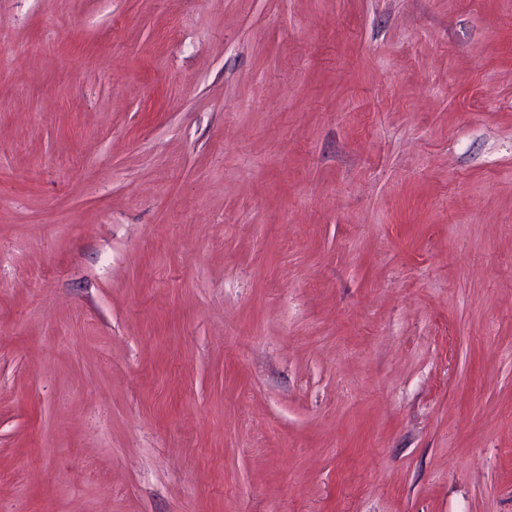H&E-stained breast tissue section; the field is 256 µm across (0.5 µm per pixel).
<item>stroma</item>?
<instances>
[{
  "label": "stroma",
  "instance_id": "stroma-1",
  "mask_svg": "<svg viewBox=\"0 0 512 512\" xmlns=\"http://www.w3.org/2000/svg\"><path fill=\"white\" fill-rule=\"evenodd\" d=\"M0 512H512V0H0Z\"/></svg>",
  "mask_w": 512,
  "mask_h": 512
}]
</instances>
